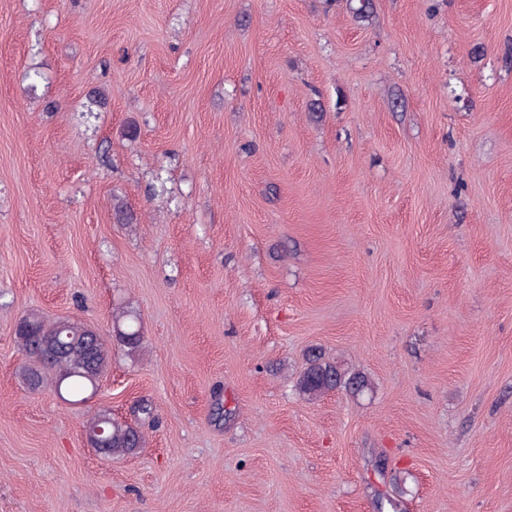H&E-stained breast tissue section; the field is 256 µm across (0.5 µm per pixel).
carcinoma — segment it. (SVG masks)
I'll use <instances>...</instances> for the list:
<instances>
[{"mask_svg":"<svg viewBox=\"0 0 512 512\" xmlns=\"http://www.w3.org/2000/svg\"><path fill=\"white\" fill-rule=\"evenodd\" d=\"M26 325V331L16 334L18 346L28 356V364L22 369L23 381L31 388H37L46 374L51 373L55 376L56 387L64 389L75 402L84 400L86 391L93 388L94 382L112 365V346H117L130 356L144 344L139 317L127 307L115 312L111 342L94 335L90 326L79 321L49 320L32 313L26 316ZM49 337L58 338L60 344L56 360L41 363L31 358L37 344ZM342 387L359 395L370 389V382L362 375H346L338 366L324 361L316 353L309 356L307 366L295 385L298 393L308 400ZM100 426L105 429L107 441L97 452L106 458L125 456L143 446L141 431L114 419L108 410L97 415L88 431L92 432Z\"/></svg>","mask_w":512,"mask_h":512,"instance_id":"1","label":"carcinoma"}]
</instances>
